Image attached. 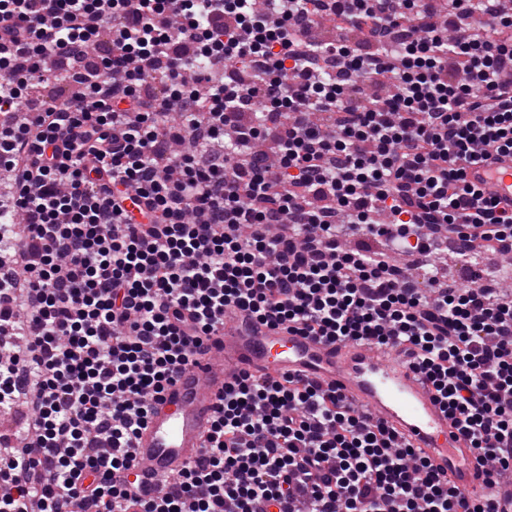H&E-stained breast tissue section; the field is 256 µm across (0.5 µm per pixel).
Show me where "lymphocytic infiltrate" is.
I'll return each instance as SVG.
<instances>
[{
    "mask_svg": "<svg viewBox=\"0 0 512 512\" xmlns=\"http://www.w3.org/2000/svg\"><path fill=\"white\" fill-rule=\"evenodd\" d=\"M0 0V512H512V298L391 262L479 242L512 206L502 0ZM110 30L112 51L97 44ZM371 44V51L360 48ZM73 88L61 102L38 86ZM401 348L490 491L298 375L229 384L199 457L141 497L150 404L235 313ZM467 175L470 181L487 188L502 202L512 201V162L472 165L468 168Z\"/></svg>",
    "mask_w": 512,
    "mask_h": 512,
    "instance_id": "obj_1",
    "label": "lymphocytic infiltrate"
}]
</instances>
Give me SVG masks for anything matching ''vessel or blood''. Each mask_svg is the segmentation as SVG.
Instances as JSON below:
<instances>
[{
  "label": "vessel or blood",
  "instance_id": "vessel-or-blood-1",
  "mask_svg": "<svg viewBox=\"0 0 512 512\" xmlns=\"http://www.w3.org/2000/svg\"><path fill=\"white\" fill-rule=\"evenodd\" d=\"M470 181L502 202L512 201V162L477 164ZM194 364L179 371L155 399L134 442L131 475L148 493L200 454L224 389L242 373L280 378L299 374L335 387L356 406L394 426L457 486L479 491L482 475L467 440L399 349L364 342H326L238 320L203 338Z\"/></svg>",
  "mask_w": 512,
  "mask_h": 512
}]
</instances>
